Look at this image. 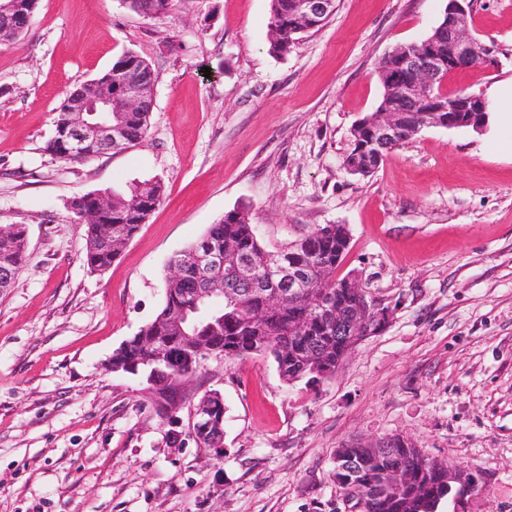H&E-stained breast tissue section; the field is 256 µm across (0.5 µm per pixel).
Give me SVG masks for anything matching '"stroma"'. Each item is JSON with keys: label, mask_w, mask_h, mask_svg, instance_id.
Returning a JSON list of instances; mask_svg holds the SVG:
<instances>
[{"label": "stroma", "mask_w": 512, "mask_h": 512, "mask_svg": "<svg viewBox=\"0 0 512 512\" xmlns=\"http://www.w3.org/2000/svg\"><path fill=\"white\" fill-rule=\"evenodd\" d=\"M447 0H337L319 31L270 52V0H39L0 41V225L27 258L0 293V512H350L336 450L401 435L479 474L472 512H512V154L496 127H426L370 176L344 160L376 110L380 61L424 39ZM491 66L448 93L512 80V0H472ZM132 51L154 76L145 138L81 162L45 152L66 94ZM161 180L165 194L102 274L83 261L68 200ZM248 205L272 251L329 224L336 274L391 312L318 385L268 355L202 361L190 387L224 401V451L178 441L146 383L107 371L152 320L170 258Z\"/></svg>", "instance_id": "obj_1"}]
</instances>
